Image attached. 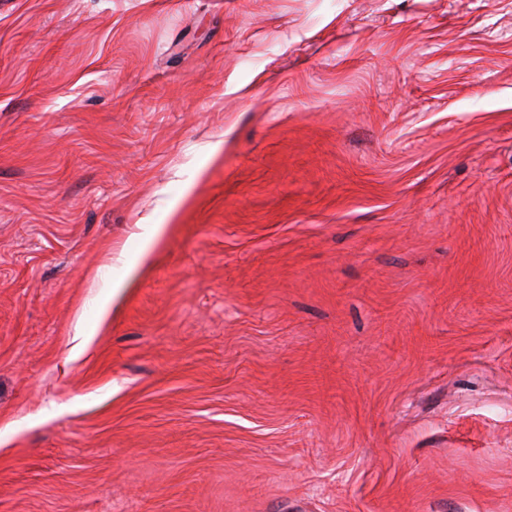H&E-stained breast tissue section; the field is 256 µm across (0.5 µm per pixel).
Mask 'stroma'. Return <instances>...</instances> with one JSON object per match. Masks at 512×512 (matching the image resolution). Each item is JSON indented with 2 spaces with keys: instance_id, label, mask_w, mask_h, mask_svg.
Masks as SVG:
<instances>
[{
  "instance_id": "1",
  "label": "stroma",
  "mask_w": 512,
  "mask_h": 512,
  "mask_svg": "<svg viewBox=\"0 0 512 512\" xmlns=\"http://www.w3.org/2000/svg\"><path fill=\"white\" fill-rule=\"evenodd\" d=\"M0 512H512V0H0Z\"/></svg>"
}]
</instances>
